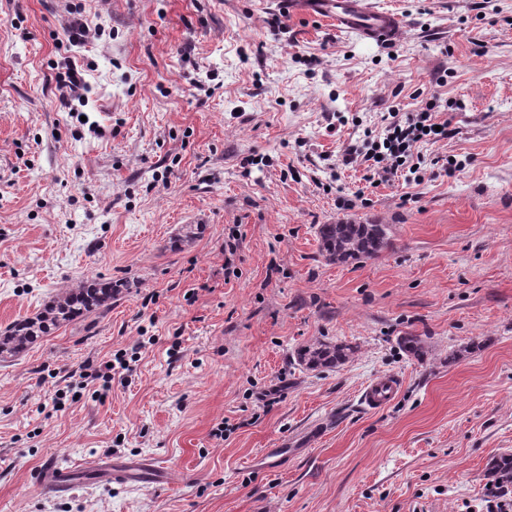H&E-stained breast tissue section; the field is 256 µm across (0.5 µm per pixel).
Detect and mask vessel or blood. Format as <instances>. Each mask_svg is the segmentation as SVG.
Returning a JSON list of instances; mask_svg holds the SVG:
<instances>
[{"instance_id":"vessel-or-blood-1","label":"vessel or blood","mask_w":512,"mask_h":512,"mask_svg":"<svg viewBox=\"0 0 512 512\" xmlns=\"http://www.w3.org/2000/svg\"><path fill=\"white\" fill-rule=\"evenodd\" d=\"M288 8L298 15L330 22L337 32L378 44L395 43L404 28L402 16L382 7L378 0H288ZM400 388V378L386 376L365 388L363 400L369 408L377 410L391 402ZM99 468L109 472L118 483L140 481L161 485L168 479L167 469L149 459H133L121 464L107 460L100 463ZM71 478L70 469L57 467L45 472L40 481L55 492L64 493L72 487Z\"/></svg>"}]
</instances>
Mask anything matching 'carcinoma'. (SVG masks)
<instances>
[{
  "instance_id": "carcinoma-1",
  "label": "carcinoma",
  "mask_w": 512,
  "mask_h": 512,
  "mask_svg": "<svg viewBox=\"0 0 512 512\" xmlns=\"http://www.w3.org/2000/svg\"><path fill=\"white\" fill-rule=\"evenodd\" d=\"M319 237L325 257L339 262L361 257L374 258L391 246L379 224H323ZM127 287L129 284L123 281L93 280L70 290L35 317L17 322L1 333L0 354L12 355L25 351L57 324L85 317L109 306L116 290ZM400 344L413 358H423L425 351L421 338L403 336ZM354 352L355 347L349 344L322 341L300 349L297 361L310 370L335 368L345 363ZM485 476L488 483L495 486L512 484V454L491 459Z\"/></svg>"
}]
</instances>
